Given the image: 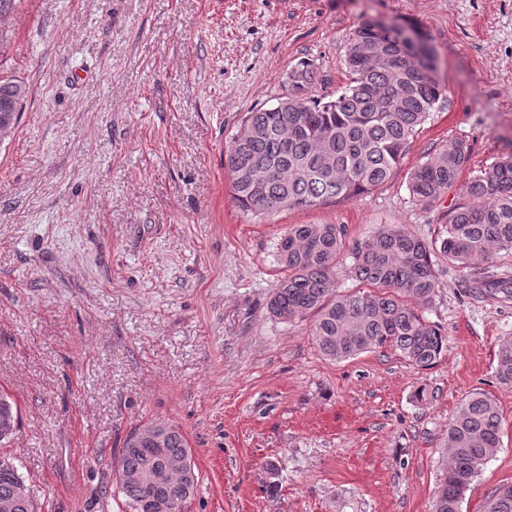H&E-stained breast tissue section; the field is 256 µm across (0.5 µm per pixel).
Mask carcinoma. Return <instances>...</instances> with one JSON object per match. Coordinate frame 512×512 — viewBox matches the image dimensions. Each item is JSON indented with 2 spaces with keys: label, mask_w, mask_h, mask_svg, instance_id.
Listing matches in <instances>:
<instances>
[{
  "label": "carcinoma",
  "mask_w": 512,
  "mask_h": 512,
  "mask_svg": "<svg viewBox=\"0 0 512 512\" xmlns=\"http://www.w3.org/2000/svg\"><path fill=\"white\" fill-rule=\"evenodd\" d=\"M345 65L349 84L326 102L309 93L317 79L314 64L299 61L288 75V94L269 108L247 113L227 151L226 163L240 210L261 217L351 198L383 184L398 167L410 140L428 119L442 94L431 47H414L396 29L365 21L348 38ZM26 84L0 76V103L27 101ZM288 125V140L279 136ZM470 148L452 141L417 165L410 176L413 199L429 205L458 178ZM343 224H295L278 244L287 274L267 309L282 320L313 313L312 335L332 360H345L383 347L400 351L413 366L438 362L448 337L426 320L439 278L437 260L464 272L466 287L510 288L490 281L481 263L495 252H512V159L476 171L464 201L444 212L436 237L424 240L402 224H381L353 246V273L359 289L334 290L337 259L345 244ZM497 379L512 387V342L498 352ZM164 455L149 445L122 444L116 481L129 512H156L151 500L170 497L167 512H182L196 493L195 465L180 470L167 461L192 459L180 428L164 420ZM501 445L497 402L482 392L466 395L448 423L444 464L431 512H460L465 492ZM150 472V484L130 477ZM25 483L14 460L0 457V502L16 498ZM484 512H512V485L493 491Z\"/></svg>",
  "instance_id": "1"
}]
</instances>
